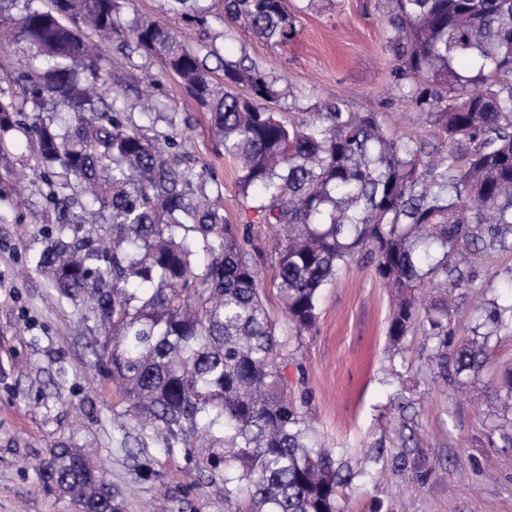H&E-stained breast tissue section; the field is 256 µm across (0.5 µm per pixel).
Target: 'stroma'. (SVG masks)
Segmentation results:
<instances>
[{"label":"stroma","instance_id":"1","mask_svg":"<svg viewBox=\"0 0 512 512\" xmlns=\"http://www.w3.org/2000/svg\"><path fill=\"white\" fill-rule=\"evenodd\" d=\"M288 5L298 34L284 48L244 32L222 40L221 19L197 25L168 12L165 0H125L118 21L126 27L150 17L191 43L215 42L222 57L269 67L290 89L277 106L287 115L309 116L339 102L348 112L378 113L390 127L437 136L432 115L410 111L390 88L391 0ZM101 53L126 85L129 105H138L146 75L158 77L156 100L175 115L189 152L221 174L225 217L233 224L251 219L236 164L215 154L208 116L178 79L121 38L102 43ZM36 166L31 140L15 136L6 177L15 189L0 200V512H78L31 467L59 443L92 453L124 512H246L243 499L225 506L224 472L201 471L200 449L171 447L164 435L141 431L111 382L87 364L95 332L56 302L41 277H20L28 244L56 226ZM477 281L458 291L457 316L474 315L483 293L512 300V253L481 267ZM393 306L373 268L354 260L324 288L315 328L290 342L297 350L286 370L292 393L309 394L314 426L358 472L345 490L348 512H512V444L493 430L512 421L499 398L512 371V329L491 343L479 375L449 389L424 368L420 335L408 336L403 355L390 357ZM402 388L412 402L404 411L392 404Z\"/></svg>","mask_w":512,"mask_h":512}]
</instances>
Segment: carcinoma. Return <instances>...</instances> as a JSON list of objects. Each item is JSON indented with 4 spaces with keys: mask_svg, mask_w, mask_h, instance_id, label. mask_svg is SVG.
Masks as SVG:
<instances>
[{
    "mask_svg": "<svg viewBox=\"0 0 512 512\" xmlns=\"http://www.w3.org/2000/svg\"><path fill=\"white\" fill-rule=\"evenodd\" d=\"M167 2L203 24L213 10ZM220 3L226 38L243 29L286 46L297 34L287 0ZM121 4L51 0L18 19L0 13V49L25 42L43 58L28 59L18 95L0 90V165L15 134L32 138L58 214V230L28 247L26 273L95 321L93 365L141 430L214 449L202 465L228 471L225 505L246 495L248 512H345L356 473L321 442L307 394L288 397L293 351L267 307L251 223L226 220L217 171L188 161L157 113L134 116L83 28L131 40L209 112L245 208L280 228L274 286L295 335L314 327L322 290L359 257L398 294L394 350L420 333L428 362L454 384L477 374L489 337L512 323V303L492 301L472 328L486 329L482 339L460 344L448 310L478 266L512 250V0H392V85L408 108L435 116L437 143L338 104L291 118L274 108L284 90L265 67L190 48L154 20L124 29ZM425 288L440 295L421 307ZM39 475L80 512H122L89 452L57 444Z\"/></svg>",
    "mask_w": 512,
    "mask_h": 512,
    "instance_id": "obj_1",
    "label": "carcinoma"
}]
</instances>
